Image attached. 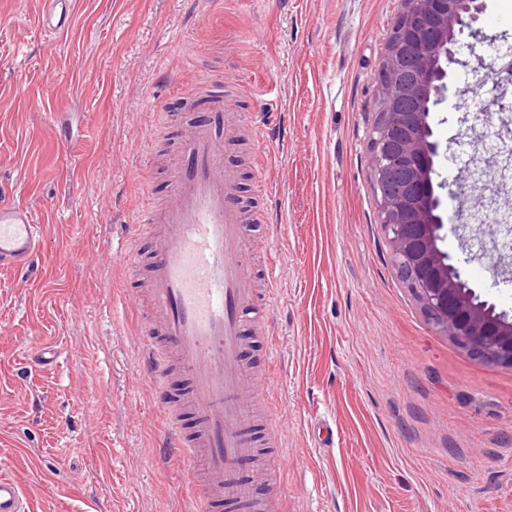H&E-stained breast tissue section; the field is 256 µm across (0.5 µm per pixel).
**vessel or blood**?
I'll return each instance as SVG.
<instances>
[{"mask_svg": "<svg viewBox=\"0 0 512 512\" xmlns=\"http://www.w3.org/2000/svg\"><path fill=\"white\" fill-rule=\"evenodd\" d=\"M72 0H44L37 24L50 37L68 30ZM212 118L190 124L175 169L172 195L146 201L137 217L157 240L149 255L129 249L144 280L148 322L142 362L160 390L170 443L195 467L198 512L223 502L228 512L260 506L248 466L259 443L276 447L274 432L257 441L246 374L245 337L265 333L278 284L276 266L259 271L241 247L246 207L235 170L224 161V139L239 118L213 99ZM42 250L41 228L27 206L0 200V268L29 271ZM0 512H26L18 484L0 475Z\"/></svg>", "mask_w": 512, "mask_h": 512, "instance_id": "obj_1", "label": "vessel or blood"}]
</instances>
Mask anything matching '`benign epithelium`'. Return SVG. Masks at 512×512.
Returning a JSON list of instances; mask_svg holds the SVG:
<instances>
[{
    "instance_id": "obj_1",
    "label": "benign epithelium",
    "mask_w": 512,
    "mask_h": 512,
    "mask_svg": "<svg viewBox=\"0 0 512 512\" xmlns=\"http://www.w3.org/2000/svg\"><path fill=\"white\" fill-rule=\"evenodd\" d=\"M405 4L381 68L382 112L371 137L372 170L381 226L394 265L410 271L408 287L428 321L472 355L512 367V311L480 299L439 247L441 199L433 174L439 143L429 124L441 103L447 65L457 62L459 35L483 37L476 26L485 0H402ZM404 98L422 111L393 109ZM390 170L401 173L388 183Z\"/></svg>"
}]
</instances>
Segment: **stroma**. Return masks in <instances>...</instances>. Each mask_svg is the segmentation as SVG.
<instances>
[{
	"instance_id": "stroma-1",
	"label": "stroma",
	"mask_w": 512,
	"mask_h": 512,
	"mask_svg": "<svg viewBox=\"0 0 512 512\" xmlns=\"http://www.w3.org/2000/svg\"><path fill=\"white\" fill-rule=\"evenodd\" d=\"M69 30L37 28L41 0H0V190L38 211L36 266L0 269V474L28 512H195L190 465L161 457L166 420L141 364L136 278L123 249L167 198L182 88L224 79L244 120L225 140L276 263L267 340L248 337L255 393L277 423L269 512H512V367L436 330L397 278L372 185L380 64L402 0H74ZM494 44L459 36L429 123L440 248L482 298L512 309V261L465 224L477 193L461 159L495 135L494 68L512 61V0H485ZM482 54L486 70L466 62ZM277 83L280 109L252 87ZM486 118L457 140L456 106ZM275 347L266 361L265 346ZM56 362L32 367L36 347Z\"/></svg>"
}]
</instances>
